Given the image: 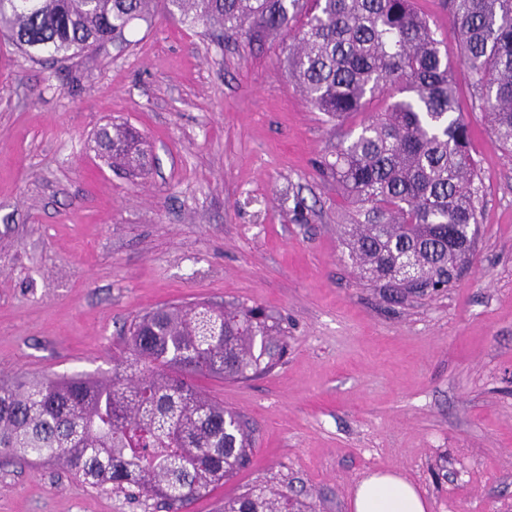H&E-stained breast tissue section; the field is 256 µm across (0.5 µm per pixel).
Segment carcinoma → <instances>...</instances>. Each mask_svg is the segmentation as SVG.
<instances>
[{"mask_svg": "<svg viewBox=\"0 0 512 512\" xmlns=\"http://www.w3.org/2000/svg\"><path fill=\"white\" fill-rule=\"evenodd\" d=\"M163 7L217 37L247 44L301 22L288 75L329 123L375 99L385 105L321 160L322 176L357 204L340 238L359 274L390 301L458 280V255L478 232L480 189L471 131L448 56L413 0H0V34L30 59L64 63L126 41L136 20ZM462 66L491 134L512 153V0H448ZM114 169L149 162L141 134L97 133ZM134 370L0 382V458L57 465L97 490L150 496L168 512L247 468L255 429L204 394L198 377L243 382L288 351L287 331L258 305H166L126 332ZM220 512H316L313 499L254 487Z\"/></svg>", "mask_w": 512, "mask_h": 512, "instance_id": "cac0c4a2", "label": "carcinoma"}]
</instances>
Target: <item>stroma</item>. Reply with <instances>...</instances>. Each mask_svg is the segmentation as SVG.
I'll return each mask as SVG.
<instances>
[{
    "label": "stroma",
    "mask_w": 512,
    "mask_h": 512,
    "mask_svg": "<svg viewBox=\"0 0 512 512\" xmlns=\"http://www.w3.org/2000/svg\"><path fill=\"white\" fill-rule=\"evenodd\" d=\"M416 6L455 65L482 192L469 269L402 303L350 265L338 227L354 207L314 167L342 131L289 82L285 34L217 42L161 11L56 71L1 38L0 378L108 377L138 314L258 303L288 328L284 364L198 381L253 422L252 464L184 512L257 485L351 512L375 472L416 485L429 512H512V156L471 98L446 0ZM112 122L151 144L145 175L106 164L95 135ZM0 512L157 509L0 465Z\"/></svg>",
    "instance_id": "stroma-1"
}]
</instances>
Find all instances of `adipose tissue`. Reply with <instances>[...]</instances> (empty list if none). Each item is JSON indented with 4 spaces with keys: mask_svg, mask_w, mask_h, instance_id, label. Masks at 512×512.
Listing matches in <instances>:
<instances>
[{
    "mask_svg": "<svg viewBox=\"0 0 512 512\" xmlns=\"http://www.w3.org/2000/svg\"><path fill=\"white\" fill-rule=\"evenodd\" d=\"M353 512H427L424 493L392 473H374L361 479L352 495Z\"/></svg>",
    "mask_w": 512,
    "mask_h": 512,
    "instance_id": "ef3b65f1",
    "label": "adipose tissue"
}]
</instances>
